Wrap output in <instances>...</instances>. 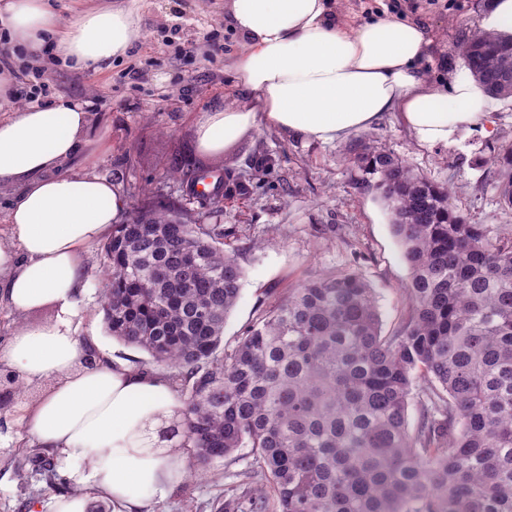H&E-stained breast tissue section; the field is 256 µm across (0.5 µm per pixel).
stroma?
<instances>
[{
  "mask_svg": "<svg viewBox=\"0 0 512 512\" xmlns=\"http://www.w3.org/2000/svg\"><path fill=\"white\" fill-rule=\"evenodd\" d=\"M488 0H343L341 21L365 20L380 12L428 25L433 50L423 63L433 81L462 69L459 44L480 28ZM131 5L140 16L142 38L122 59L99 71L81 70L62 59H14L18 72H43L47 101L72 99L85 105L90 134L103 142L93 170L120 183L129 207L144 193L178 200L180 179L166 176L170 159L186 156L202 169L223 170L222 211L215 223L236 249L246 275L241 298L224 329L232 349L243 330L271 309L298 282L346 271L359 272L377 293L384 334L400 326L403 288L410 270L388 216L374 192L360 189L354 159L361 148L390 151L435 183L455 188V202L469 223L512 232V211L501 210L490 187L489 159L512 144V98L492 113L489 134L462 132L449 146L419 145L398 115L330 144L286 136L270 127L245 133L223 155L195 146L198 113L232 102L234 74L229 56L242 49L224 19L225 0H53L61 21L93 5ZM106 262L100 246L84 256L86 288L78 298L86 317L79 335L94 337L111 360L152 369L147 353L110 336L103 323L97 284ZM253 460L251 449L217 462L166 497H151L154 512H216L232 497L237 472ZM25 454L0 450V512H31L51 495L38 475L19 480Z\"/></svg>",
  "mask_w": 512,
  "mask_h": 512,
  "instance_id": "stroma-1",
  "label": "stroma"
}]
</instances>
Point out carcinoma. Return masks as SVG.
Here are the masks:
<instances>
[{
	"label": "carcinoma",
	"mask_w": 512,
	"mask_h": 512,
	"mask_svg": "<svg viewBox=\"0 0 512 512\" xmlns=\"http://www.w3.org/2000/svg\"><path fill=\"white\" fill-rule=\"evenodd\" d=\"M465 67L495 97L512 87V37L473 32ZM355 163L410 268L407 315L382 334L376 294L356 271L304 280L224 351L245 271L224 225L190 207L223 197L145 199L113 225L99 280L104 321L184 397L187 479L240 448L248 512H512V235L471 224L452 189L394 154ZM512 210V144L489 159ZM420 417L409 429L411 399ZM28 462L71 491L53 459Z\"/></svg>",
	"instance_id": "obj_1"
}]
</instances>
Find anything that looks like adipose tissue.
Returning a JSON list of instances; mask_svg holds the SVG:
<instances>
[{
  "label": "adipose tissue",
  "instance_id": "ef3b65f1",
  "mask_svg": "<svg viewBox=\"0 0 512 512\" xmlns=\"http://www.w3.org/2000/svg\"><path fill=\"white\" fill-rule=\"evenodd\" d=\"M244 42L230 61L237 100L199 113L200 153L217 156L265 125L321 143L399 114L417 143L448 146L462 131L487 132L498 104L468 72L434 82L422 69L432 40L421 23L381 15L344 27L336 0H227ZM0 27L8 44L96 71L127 54L140 37L131 8L90 7L60 24L50 0H6ZM90 115L65 98L0 116V184L17 195L0 228V306L21 323L0 344V368L38 387L18 417L0 420V446L23 442L52 456L73 490L49 512H148L147 493L182 484L181 455L167 422L182 408L159 373L98 356L75 333L81 258L106 239L127 210L122 186L89 171ZM54 317H25L42 307Z\"/></svg>",
  "mask_w": 512,
  "mask_h": 512
}]
</instances>
